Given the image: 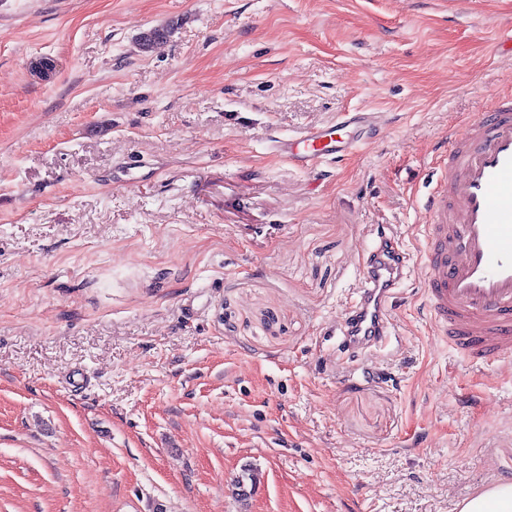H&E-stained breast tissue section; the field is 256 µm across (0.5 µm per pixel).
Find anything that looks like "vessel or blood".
Here are the masks:
<instances>
[{
    "label": "vessel or blood",
    "instance_id": "1",
    "mask_svg": "<svg viewBox=\"0 0 512 512\" xmlns=\"http://www.w3.org/2000/svg\"><path fill=\"white\" fill-rule=\"evenodd\" d=\"M375 112H343L334 123L276 137V155L311 170L343 160L363 143ZM357 297L337 324L339 350L357 358L392 333L399 288L411 256L391 225H371ZM422 259L425 307L435 335L472 361L512 365V96L471 121L451 140L448 168L426 205Z\"/></svg>",
    "mask_w": 512,
    "mask_h": 512
}]
</instances>
